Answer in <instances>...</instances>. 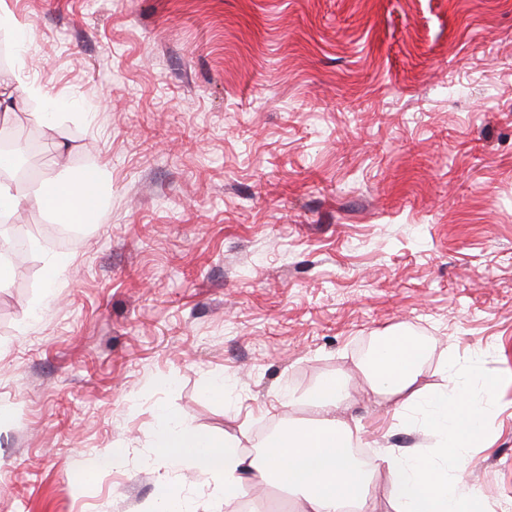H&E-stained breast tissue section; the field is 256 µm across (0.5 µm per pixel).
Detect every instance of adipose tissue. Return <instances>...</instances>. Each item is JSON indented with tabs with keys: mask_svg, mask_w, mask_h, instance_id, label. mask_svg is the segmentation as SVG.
Listing matches in <instances>:
<instances>
[{
	"mask_svg": "<svg viewBox=\"0 0 512 512\" xmlns=\"http://www.w3.org/2000/svg\"><path fill=\"white\" fill-rule=\"evenodd\" d=\"M33 199L57 222L91 223L105 201L102 174L88 168L66 181L45 179ZM422 355V347L410 337L393 336L377 346L365 372L373 393L413 409L420 424L438 434L437 447L408 456L383 448L374 468L359 460L354 453L362 443L359 432L337 417L351 400L350 390L335 377L305 397L316 420L286 421L265 439L263 452L248 454L233 438L219 442L192 431L163 409L156 417L154 452L171 465H187L222 480L228 503L242 498L250 478L257 476L298 494L300 512H379L369 487L380 467L390 477L391 512H483L479 492L460 483L469 463L462 448L482 437L483 412L462 387L451 396L414 401Z\"/></svg>",
	"mask_w": 512,
	"mask_h": 512,
	"instance_id": "adipose-tissue-1",
	"label": "adipose tissue"
}]
</instances>
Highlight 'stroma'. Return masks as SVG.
<instances>
[{
    "instance_id": "1",
    "label": "stroma",
    "mask_w": 512,
    "mask_h": 512,
    "mask_svg": "<svg viewBox=\"0 0 512 512\" xmlns=\"http://www.w3.org/2000/svg\"><path fill=\"white\" fill-rule=\"evenodd\" d=\"M7 2L26 37L0 34V84L66 110L0 121L41 139L20 196L93 167L112 194L65 252L20 209L0 512H145L166 486L225 512L218 481L153 454L156 407L247 449L313 420L304 397L332 377L368 451L436 447L359 370L396 332L424 345L422 393L461 379L483 406L463 480L512 512V0ZM111 448L126 459L82 481L80 454Z\"/></svg>"
}]
</instances>
